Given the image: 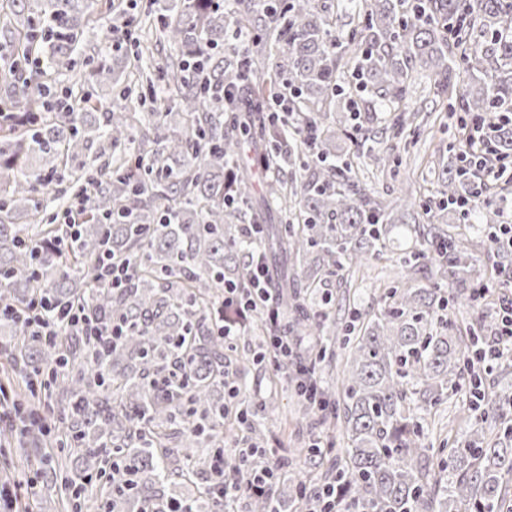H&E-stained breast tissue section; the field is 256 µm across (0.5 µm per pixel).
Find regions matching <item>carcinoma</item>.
I'll return each instance as SVG.
<instances>
[{
  "instance_id": "carcinoma-1",
  "label": "carcinoma",
  "mask_w": 512,
  "mask_h": 512,
  "mask_svg": "<svg viewBox=\"0 0 512 512\" xmlns=\"http://www.w3.org/2000/svg\"><path fill=\"white\" fill-rule=\"evenodd\" d=\"M93 0H10L0 7L4 38L0 88V302L19 308L43 292L80 303L100 321L128 323L127 335L101 357L81 336L54 345L10 325L4 384L34 364L51 363L48 393L27 387L14 399L34 407L49 399L64 415L63 433L29 425L14 448L0 447L14 468L34 473L46 508L89 512L85 483L101 479L104 512H162L180 502L214 512L211 485L181 488L206 464L200 449L224 442V287H246L243 261L259 249L275 265L283 322L278 332L318 336L323 324L306 305L322 281L381 258L393 241L405 278L388 288L380 312L353 313L323 338L350 343L338 392L329 404L303 401V413L330 411L348 447L343 468L325 472L342 504L355 512H489L512 502V383L476 388L471 357L481 337L445 313L500 264L483 263L469 235L452 233L458 201L471 184L456 161L463 139L439 152L435 194L417 201L409 184L382 195L336 152L390 161L374 124L389 106L390 138L410 152L408 98L428 84L437 112L458 122H492L496 152L512 156V125L495 113L512 104V0H361L357 26L336 33L327 0H150L141 23L175 50L145 72L135 92L121 86L110 59L92 66L88 92L68 93L67 112L49 110L39 74L69 59L95 13ZM246 51L224 50L227 28ZM352 70L354 83L340 84ZM150 102L148 119L137 106ZM99 144L104 170L67 166ZM247 144L252 158L240 160ZM72 182L87 198L80 237L69 253L55 238L45 181ZM265 226L262 237L244 234ZM37 243L36 252L24 244ZM134 257L128 287L98 284L101 254ZM186 389L153 390L149 381L175 369ZM448 390L470 393L475 427L454 446L425 442L422 420ZM126 473L112 475V457Z\"/></svg>"
}]
</instances>
